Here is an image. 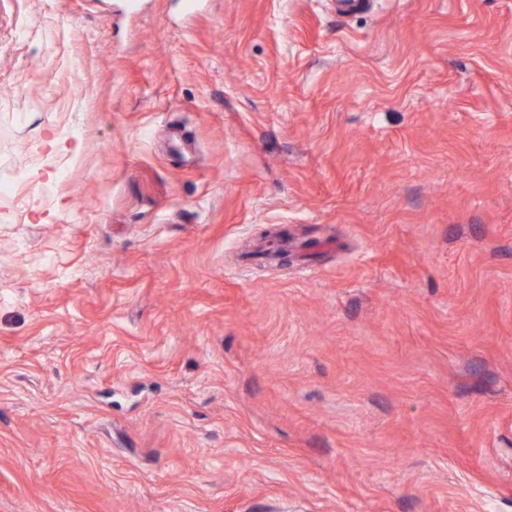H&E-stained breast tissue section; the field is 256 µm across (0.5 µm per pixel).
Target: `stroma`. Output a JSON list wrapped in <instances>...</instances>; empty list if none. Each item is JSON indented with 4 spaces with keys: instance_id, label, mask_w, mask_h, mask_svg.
Listing matches in <instances>:
<instances>
[{
    "instance_id": "obj_1",
    "label": "stroma",
    "mask_w": 512,
    "mask_h": 512,
    "mask_svg": "<svg viewBox=\"0 0 512 512\" xmlns=\"http://www.w3.org/2000/svg\"><path fill=\"white\" fill-rule=\"evenodd\" d=\"M110 2L0 0V512H512V0Z\"/></svg>"
}]
</instances>
